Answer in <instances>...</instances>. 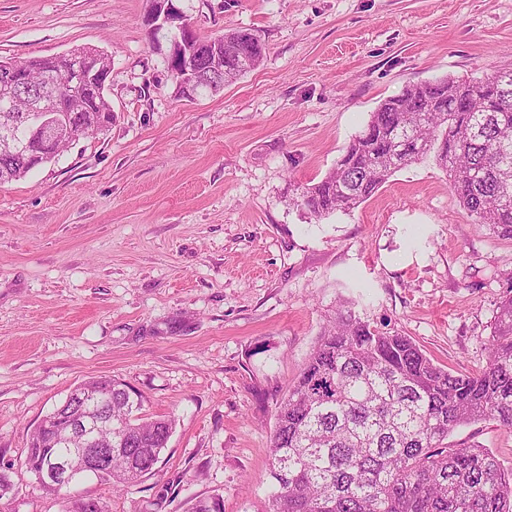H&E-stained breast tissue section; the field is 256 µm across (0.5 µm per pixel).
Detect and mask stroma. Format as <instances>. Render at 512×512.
Masks as SVG:
<instances>
[{"instance_id": "stroma-1", "label": "stroma", "mask_w": 512, "mask_h": 512, "mask_svg": "<svg viewBox=\"0 0 512 512\" xmlns=\"http://www.w3.org/2000/svg\"><path fill=\"white\" fill-rule=\"evenodd\" d=\"M202 37L249 29L260 64L187 101L147 0H0V60L103 52L112 123L0 186V512H61L24 460L77 385L107 376L173 416L154 474L78 491L109 512H265L276 408L339 302L451 373L485 366L512 239L460 207L432 159L349 213L294 203L380 102L512 69V0H179ZM512 467V429L458 428Z\"/></svg>"}]
</instances>
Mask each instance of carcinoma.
I'll use <instances>...</instances> for the list:
<instances>
[{
	"mask_svg": "<svg viewBox=\"0 0 512 512\" xmlns=\"http://www.w3.org/2000/svg\"><path fill=\"white\" fill-rule=\"evenodd\" d=\"M190 48L224 66L231 82L257 66L264 44L248 29L192 36ZM31 85L19 91L8 125L39 92L82 136L112 120V105L94 90L109 59L91 47L77 56L17 62ZM13 153L0 143V185L26 176L44 156ZM431 158L445 171L466 214L512 239V70L480 79L444 76L382 101L324 178L302 187L301 209L321 218L351 212L402 167ZM487 365L452 374L410 337L378 327L349 306L328 321L276 411L266 473L269 512H512V467L488 448L457 447L463 426L495 420L512 428V285L494 316ZM102 385L112 402V472L120 488L152 474L175 426L172 416L131 418L141 396L114 378ZM61 423L35 428L26 469L73 447L57 440Z\"/></svg>",
	"mask_w": 512,
	"mask_h": 512,
	"instance_id": "carcinoma-1",
	"label": "carcinoma"
}]
</instances>
